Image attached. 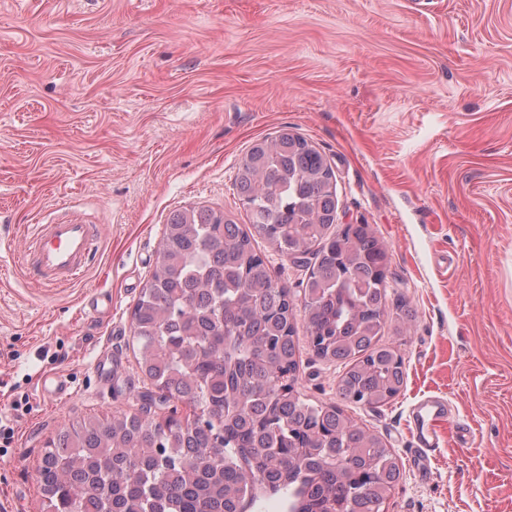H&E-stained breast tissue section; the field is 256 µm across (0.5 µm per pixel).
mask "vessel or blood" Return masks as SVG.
I'll return each instance as SVG.
<instances>
[{
	"label": "vessel or blood",
	"instance_id": "obj_1",
	"mask_svg": "<svg viewBox=\"0 0 512 512\" xmlns=\"http://www.w3.org/2000/svg\"><path fill=\"white\" fill-rule=\"evenodd\" d=\"M100 228L70 220L55 224L34 225L22 253V262L28 267L35 284L53 290L72 284L89 266L97 250ZM91 370L104 396H111L112 355H97ZM37 388L43 401L53 404L67 400L73 393L68 375L44 372L37 379ZM449 412L435 399L420 402L414 409L413 422L419 427V446L415 458L419 466H427L428 451L438 443L436 427L446 421Z\"/></svg>",
	"mask_w": 512,
	"mask_h": 512
}]
</instances>
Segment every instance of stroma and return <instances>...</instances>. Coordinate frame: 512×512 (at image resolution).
<instances>
[{
	"label": "stroma",
	"instance_id": "35a3bbf8",
	"mask_svg": "<svg viewBox=\"0 0 512 512\" xmlns=\"http://www.w3.org/2000/svg\"><path fill=\"white\" fill-rule=\"evenodd\" d=\"M289 128L336 174L337 223L386 245L385 342L400 394L344 409L397 455L384 512H512V0H0V512H41L46 440L137 408L151 384L131 310L179 209L248 218L251 144ZM102 228L80 278L46 294L16 256L32 224ZM110 296L88 315L91 293ZM111 349L112 397L89 366ZM298 389L337 401L336 364L301 342ZM68 374L67 401L36 377ZM28 397L15 416L11 402ZM445 399L428 472L412 410ZM37 388L43 401L54 404L68 400L73 393L68 375L59 372H44L38 376Z\"/></svg>",
	"mask_w": 512,
	"mask_h": 512
}]
</instances>
